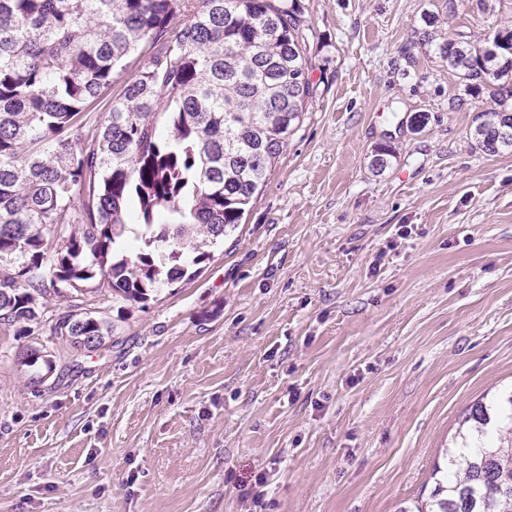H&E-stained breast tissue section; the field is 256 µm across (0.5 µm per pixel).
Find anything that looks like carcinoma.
<instances>
[{
  "mask_svg": "<svg viewBox=\"0 0 512 512\" xmlns=\"http://www.w3.org/2000/svg\"><path fill=\"white\" fill-rule=\"evenodd\" d=\"M300 14L298 0H0L1 322L24 333L48 294L98 277L145 302L209 259L313 98ZM137 51L110 110L81 123ZM443 60L495 98L512 29L486 46L450 39ZM474 136L512 149V115L481 113ZM130 224L138 246L122 254ZM111 332L90 312L53 326L76 347ZM445 456L416 512H512V389L465 414Z\"/></svg>",
  "mask_w": 512,
  "mask_h": 512,
  "instance_id": "cac0c4a2",
  "label": "carcinoma"
}]
</instances>
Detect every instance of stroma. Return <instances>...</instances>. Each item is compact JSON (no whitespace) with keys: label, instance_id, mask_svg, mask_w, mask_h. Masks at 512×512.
I'll return each mask as SVG.
<instances>
[{"label":"stroma","instance_id":"obj_1","mask_svg":"<svg viewBox=\"0 0 512 512\" xmlns=\"http://www.w3.org/2000/svg\"><path fill=\"white\" fill-rule=\"evenodd\" d=\"M299 4L313 98L198 274L0 323V512H399L512 387V149H479L494 100L440 57L512 0ZM74 307L105 345L52 334Z\"/></svg>","mask_w":512,"mask_h":512}]
</instances>
